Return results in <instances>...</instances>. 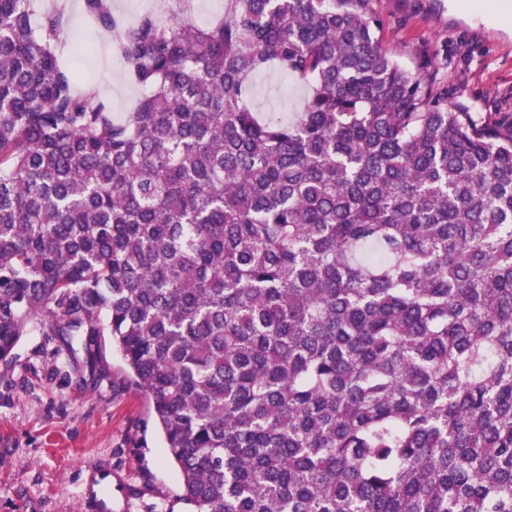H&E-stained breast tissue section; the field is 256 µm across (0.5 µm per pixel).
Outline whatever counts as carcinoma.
I'll list each match as a JSON object with an SVG mask.
<instances>
[{
  "label": "carcinoma",
  "instance_id": "obj_1",
  "mask_svg": "<svg viewBox=\"0 0 512 512\" xmlns=\"http://www.w3.org/2000/svg\"><path fill=\"white\" fill-rule=\"evenodd\" d=\"M84 0L143 93L0 0V362L111 337L192 512H512V120L382 47L360 0ZM310 79L292 123L251 79ZM155 0H113V8L127 22H134L143 12L153 8ZM212 1L213 0H192L190 14L198 25H208L222 16L226 1L220 0L222 3L217 6H214ZM220 1L214 2L219 3Z\"/></svg>",
  "mask_w": 512,
  "mask_h": 512
}]
</instances>
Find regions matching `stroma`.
Wrapping results in <instances>:
<instances>
[{"mask_svg": "<svg viewBox=\"0 0 512 512\" xmlns=\"http://www.w3.org/2000/svg\"><path fill=\"white\" fill-rule=\"evenodd\" d=\"M62 5L70 25L64 59L91 46L79 67L120 110L141 90L83 0H34L36 13ZM380 21L383 47L407 70L427 71L453 99L512 117V0H364ZM292 92L281 96L282 86ZM305 81L268 67L254 78L253 109L293 118ZM112 471V512H190L168 461L146 395L133 383L110 337L95 368L68 354L58 337L23 336L11 364L0 363V512H92L90 474Z\"/></svg>", "mask_w": 512, "mask_h": 512, "instance_id": "1", "label": "stroma"}]
</instances>
